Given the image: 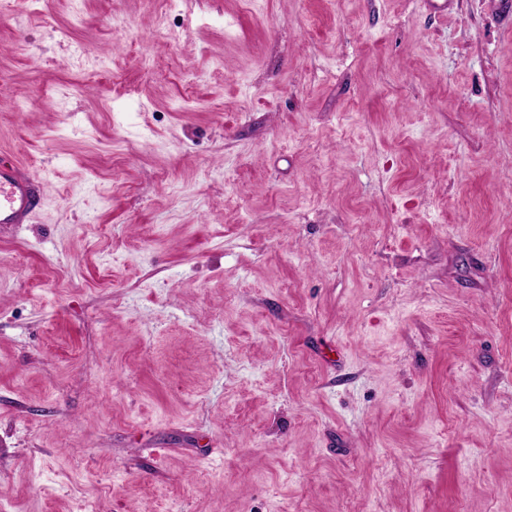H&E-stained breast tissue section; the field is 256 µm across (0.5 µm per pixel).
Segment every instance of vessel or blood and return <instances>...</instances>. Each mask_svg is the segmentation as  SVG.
I'll use <instances>...</instances> for the list:
<instances>
[{"instance_id": "obj_1", "label": "vessel or blood", "mask_w": 512, "mask_h": 512, "mask_svg": "<svg viewBox=\"0 0 512 512\" xmlns=\"http://www.w3.org/2000/svg\"><path fill=\"white\" fill-rule=\"evenodd\" d=\"M44 191L40 178L0 159V224H25L35 214Z\"/></svg>"}]
</instances>
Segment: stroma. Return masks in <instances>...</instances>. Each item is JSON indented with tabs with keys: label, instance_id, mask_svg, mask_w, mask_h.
Returning a JSON list of instances; mask_svg holds the SVG:
<instances>
[{
	"label": "stroma",
	"instance_id": "35a3bbf8",
	"mask_svg": "<svg viewBox=\"0 0 512 512\" xmlns=\"http://www.w3.org/2000/svg\"><path fill=\"white\" fill-rule=\"evenodd\" d=\"M0 512H512V17L0 10ZM44 191L42 180L24 174L18 165L0 159V224H26Z\"/></svg>",
	"mask_w": 512,
	"mask_h": 512
}]
</instances>
